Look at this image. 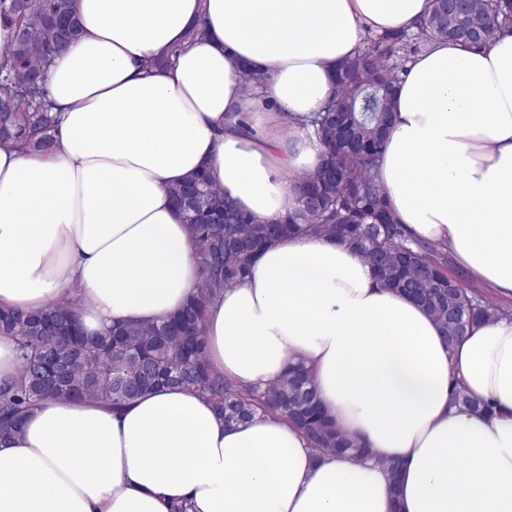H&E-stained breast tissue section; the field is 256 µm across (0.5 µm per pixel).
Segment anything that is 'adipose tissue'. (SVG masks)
I'll list each match as a JSON object with an SVG mask.
<instances>
[{"mask_svg":"<svg viewBox=\"0 0 512 512\" xmlns=\"http://www.w3.org/2000/svg\"><path fill=\"white\" fill-rule=\"evenodd\" d=\"M79 41L45 86L58 145L0 146V310L64 303L90 334L161 320L197 285L169 190L200 169L276 224L315 171L311 121L367 35L415 31L432 0H74ZM205 35H198V28ZM264 76L245 84L242 65ZM377 178L414 239L512 301V35L442 39L407 65ZM212 368L265 388L310 369L366 458L315 454L285 417L227 426L182 388L120 410L56 399L0 443V512H512V316L455 346L351 249L282 239L206 320ZM487 402L475 413L453 389ZM405 467L392 486L386 461Z\"/></svg>","mask_w":512,"mask_h":512,"instance_id":"adipose-tissue-1","label":"adipose tissue"}]
</instances>
